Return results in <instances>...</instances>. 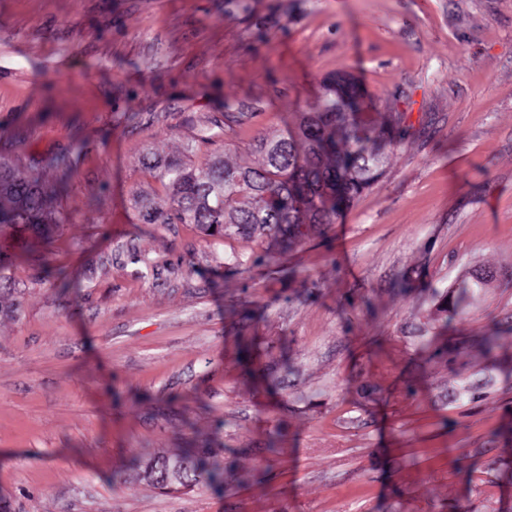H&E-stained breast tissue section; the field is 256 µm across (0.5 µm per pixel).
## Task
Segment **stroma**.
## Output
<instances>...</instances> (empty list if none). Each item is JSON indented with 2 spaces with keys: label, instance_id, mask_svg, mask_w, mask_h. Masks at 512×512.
<instances>
[{
  "label": "stroma",
  "instance_id": "35a3bbf8",
  "mask_svg": "<svg viewBox=\"0 0 512 512\" xmlns=\"http://www.w3.org/2000/svg\"><path fill=\"white\" fill-rule=\"evenodd\" d=\"M345 73L405 136L336 224L271 260L141 221L144 158L254 163ZM77 142L72 222L0 313L7 512H512V0H0V152ZM177 448L253 478L113 482Z\"/></svg>",
  "mask_w": 512,
  "mask_h": 512
}]
</instances>
